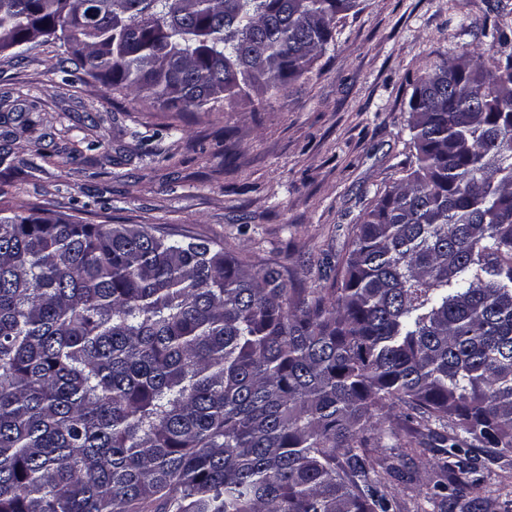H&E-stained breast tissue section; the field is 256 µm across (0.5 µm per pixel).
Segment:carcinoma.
Returning <instances> with one entry per match:
<instances>
[{
  "instance_id": "cac0c4a2",
  "label": "carcinoma",
  "mask_w": 512,
  "mask_h": 512,
  "mask_svg": "<svg viewBox=\"0 0 512 512\" xmlns=\"http://www.w3.org/2000/svg\"><path fill=\"white\" fill-rule=\"evenodd\" d=\"M360 0H0V35L164 112L309 73ZM430 61L414 165L331 288L216 241L0 209V512H391L370 449L396 407L454 493L512 453V32ZM453 462H448V459Z\"/></svg>"
}]
</instances>
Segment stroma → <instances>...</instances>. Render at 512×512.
I'll return each mask as SVG.
<instances>
[{"label": "stroma", "mask_w": 512, "mask_h": 512, "mask_svg": "<svg viewBox=\"0 0 512 512\" xmlns=\"http://www.w3.org/2000/svg\"><path fill=\"white\" fill-rule=\"evenodd\" d=\"M512 0H362L310 73L262 107L162 112L65 69L63 47L0 51V205L86 224H144L297 269L330 287L352 227L413 159L410 98L426 60L491 56L485 18ZM372 457L393 512H439L448 484L415 412L392 409ZM451 512H512V453L481 459Z\"/></svg>", "instance_id": "obj_1"}]
</instances>
